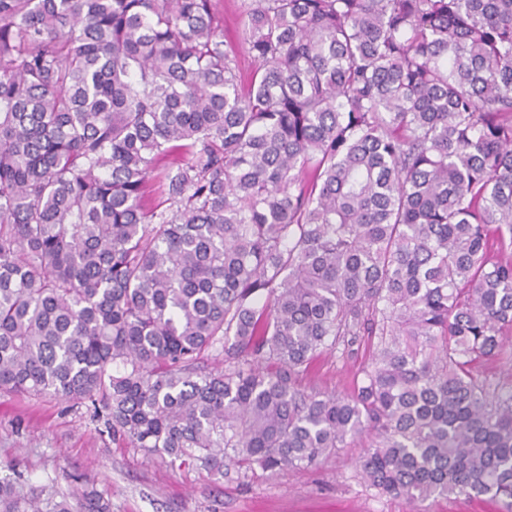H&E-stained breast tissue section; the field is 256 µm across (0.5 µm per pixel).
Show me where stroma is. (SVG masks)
<instances>
[{"label": "stroma", "instance_id": "stroma-1", "mask_svg": "<svg viewBox=\"0 0 512 512\" xmlns=\"http://www.w3.org/2000/svg\"><path fill=\"white\" fill-rule=\"evenodd\" d=\"M358 360L322 357L302 388L349 391ZM87 404L0 393V478L79 499L108 498L112 512H411L406 498L379 494L358 477L360 447L339 449L314 469L231 470L223 477L171 467L113 442Z\"/></svg>", "mask_w": 512, "mask_h": 512}]
</instances>
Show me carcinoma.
<instances>
[{"label": "carcinoma", "mask_w": 512, "mask_h": 512, "mask_svg": "<svg viewBox=\"0 0 512 512\" xmlns=\"http://www.w3.org/2000/svg\"><path fill=\"white\" fill-rule=\"evenodd\" d=\"M0 0V390L216 476L356 442L512 512V0ZM375 352L347 395L299 379ZM214 351L224 367L207 371ZM0 479V512L46 510Z\"/></svg>", "instance_id": "cac0c4a2"}]
</instances>
